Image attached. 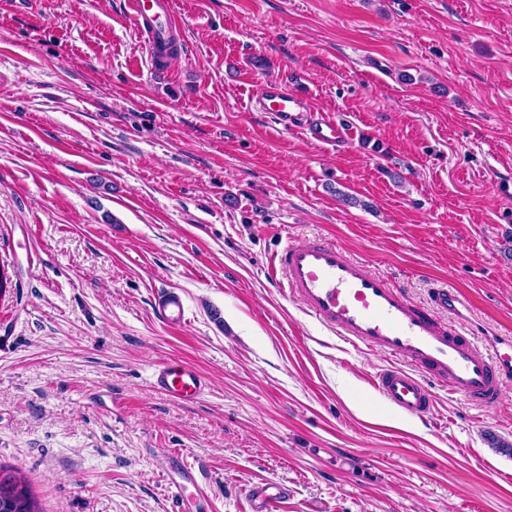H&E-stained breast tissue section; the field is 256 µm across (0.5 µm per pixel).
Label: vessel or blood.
<instances>
[{"label":"vessel or blood","mask_w":512,"mask_h":512,"mask_svg":"<svg viewBox=\"0 0 512 512\" xmlns=\"http://www.w3.org/2000/svg\"><path fill=\"white\" fill-rule=\"evenodd\" d=\"M125 4L150 62L166 61L167 41L183 26L174 0H125ZM260 105L280 132L297 133L331 148L355 140L347 123L329 113H312L311 97L304 91L268 82ZM268 274L309 315L343 340L402 358V365L377 374L373 386L403 414L429 416L434 382L475 406L489 408L499 404L506 384L512 382V357L500 352L501 347L512 348V336H481L443 326L436 319V312L456 313L465 305L464 297L446 282L432 288L429 307L419 306L387 276L368 270L365 262L325 238L284 243ZM153 308L168 328H180L185 322L184 302L175 290L159 291ZM153 383L184 405L197 402L206 387L198 371L171 362L156 366ZM283 497L281 486L263 484L252 494V512H278Z\"/></svg>","instance_id":"1"}]
</instances>
